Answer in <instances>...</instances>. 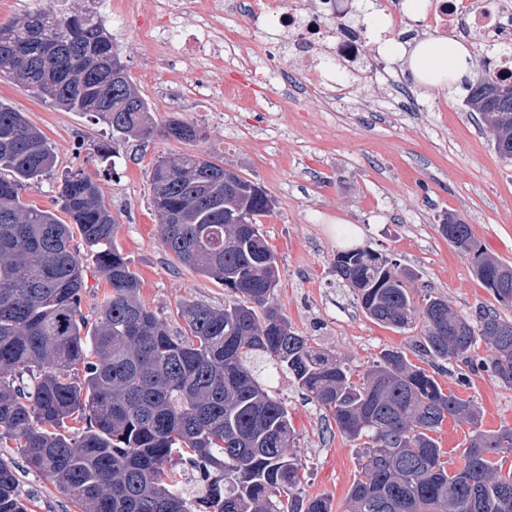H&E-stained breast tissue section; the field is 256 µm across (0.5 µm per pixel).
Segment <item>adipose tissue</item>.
Returning a JSON list of instances; mask_svg holds the SVG:
<instances>
[{
    "mask_svg": "<svg viewBox=\"0 0 512 512\" xmlns=\"http://www.w3.org/2000/svg\"><path fill=\"white\" fill-rule=\"evenodd\" d=\"M471 50L452 38L417 41L410 52V68L419 82L434 84L447 77L464 78Z\"/></svg>",
    "mask_w": 512,
    "mask_h": 512,
    "instance_id": "obj_1",
    "label": "adipose tissue"
}]
</instances>
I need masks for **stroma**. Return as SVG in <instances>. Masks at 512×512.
Segmentation results:
<instances>
[{
  "label": "stroma",
  "mask_w": 512,
  "mask_h": 512,
  "mask_svg": "<svg viewBox=\"0 0 512 512\" xmlns=\"http://www.w3.org/2000/svg\"><path fill=\"white\" fill-rule=\"evenodd\" d=\"M101 17L135 81L152 108L156 125L176 116L200 130V140L182 144L161 134L131 138L116 147L111 164L97 157L109 130L86 112H66L0 81V100L49 139L56 153L51 175L28 185L26 201L48 208L57 182L77 170L90 174L119 222L117 242L141 281V294L171 331L184 323L179 304L199 301L223 306V285L180 264L160 240L151 210L150 171L159 157L194 153L223 159L225 166L266 188L273 199L262 229L279 265L275 297L293 328L362 373L387 348L410 350L420 326L383 327L365 316L352 293L337 281L332 262L337 250L367 246L398 261L411 277L415 298L443 296L453 310L475 314L496 308L512 320V307L497 305L477 280L469 257L440 232L454 216L469 224L481 251L512 266V164L495 152L492 136L478 113L462 103L457 86L423 87L399 57L406 87L402 112L383 111L386 86L357 78L352 108L342 112L326 94L317 100L287 93L285 83L257 88L255 100L202 88L197 59L160 54L144 42L132 19L102 6ZM182 80L170 82L171 70ZM447 104L444 112L423 103ZM437 379L482 411V427L512 426V389L494 379L457 382L451 365ZM261 384L287 407L296 431L295 449L304 465L306 496H324L332 512H345L350 485L360 471L359 443L340 435L288 373L267 366ZM22 493L32 512H78L42 474H23Z\"/></svg>",
  "instance_id": "35a3bbf8"
}]
</instances>
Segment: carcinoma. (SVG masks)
Here are the masks:
<instances>
[{
  "mask_svg": "<svg viewBox=\"0 0 512 512\" xmlns=\"http://www.w3.org/2000/svg\"><path fill=\"white\" fill-rule=\"evenodd\" d=\"M64 2L0 24V77L54 108L96 116L112 133L97 149L105 158L130 136L154 135L151 107L127 70L112 77L119 53L99 0L75 11ZM465 90L512 162V80L483 77ZM163 134L189 143L199 130L172 117ZM55 163L42 131L0 101V445L15 443L27 468L51 477L80 512H332L327 498L304 493L288 409L252 368L264 357L342 436L361 441L348 512H512V469L503 470L511 426L481 429L474 401L401 349L382 351L354 381L345 363L292 329L274 299L277 257L260 232L272 210L265 188L239 173L228 188L223 161L192 153L153 163L162 246L231 296L222 308L181 304L185 327L174 335L141 299L117 219L90 175L66 174L52 208L23 201ZM76 232L112 289L91 326ZM440 232L494 299L512 306V266L480 252L460 219ZM334 268L369 319L397 330L421 323L418 353L453 363L460 384L486 374L512 388V322L496 309L472 318L441 296L419 304L406 286L411 273L368 246L336 252ZM481 342L491 351L484 358ZM450 418L471 428L455 469L435 437ZM176 464L197 474L196 494L184 492ZM0 512H27L18 466L2 455Z\"/></svg>",
  "mask_w": 512,
  "mask_h": 512,
  "instance_id": "obj_1",
  "label": "carcinoma"
}]
</instances>
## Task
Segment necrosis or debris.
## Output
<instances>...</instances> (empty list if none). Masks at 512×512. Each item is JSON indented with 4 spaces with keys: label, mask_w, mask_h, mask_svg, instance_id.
<instances>
[{
    "label": "necrosis or debris",
    "mask_w": 512,
    "mask_h": 512,
    "mask_svg": "<svg viewBox=\"0 0 512 512\" xmlns=\"http://www.w3.org/2000/svg\"><path fill=\"white\" fill-rule=\"evenodd\" d=\"M355 0H152V23L143 28L146 38L161 52L172 50L207 59L205 72L214 90L224 88V70L250 48H264V55L247 63L261 72L267 83L280 79L277 56L293 55L294 77L305 93L339 87L337 68L375 80L394 77L379 43L367 26L350 22ZM193 13L199 22L185 33L181 18ZM245 26L248 39L226 41L223 52L212 47L222 36L223 20ZM422 31L429 34H463L494 49L495 60L486 74L493 79L512 77V0H425Z\"/></svg>",
    "instance_id": "obj_1"
}]
</instances>
